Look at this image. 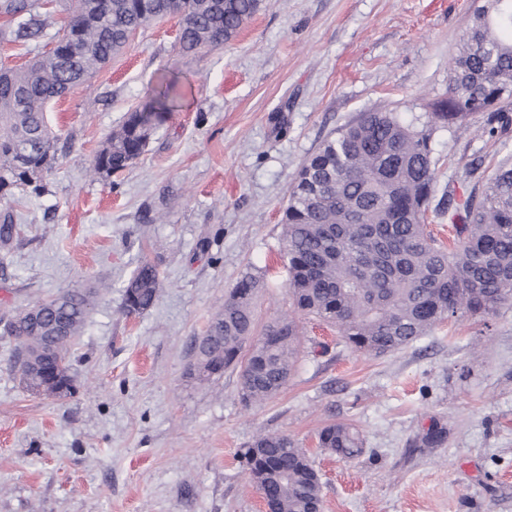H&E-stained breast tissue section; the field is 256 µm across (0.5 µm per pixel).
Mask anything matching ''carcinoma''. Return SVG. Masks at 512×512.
I'll return each instance as SVG.
<instances>
[{
  "mask_svg": "<svg viewBox=\"0 0 512 512\" xmlns=\"http://www.w3.org/2000/svg\"><path fill=\"white\" fill-rule=\"evenodd\" d=\"M476 12L450 66L448 100L418 127L394 113L368 111L324 141L299 170L283 213L281 258L293 309L255 336L254 296L260 274L247 271L195 340L192 374L200 379L239 370L246 404L275 397L295 368L302 332L298 318L336 326L355 350L383 355L400 350L438 323L469 314L487 317L512 300V165L500 163L468 195L448 205L452 243L425 224L435 197L432 137L440 124L455 125L488 113L495 125L512 123V0H495ZM260 0H81L68 8L49 53L0 73V197L14 190L45 192L58 160L59 136L46 108L88 79L129 45V34L168 16L180 19L178 45L198 55L234 38L258 11ZM10 21L4 35L30 47L39 43L50 15L40 0H0ZM174 84L127 113L89 163L107 181L138 158L156 124L171 113ZM18 232L14 215L0 214V248ZM156 267L142 263L125 287L124 309L142 314L160 297ZM92 292L67 289L50 297L51 311L33 319L24 310L9 321L26 390L58 398L73 395L69 350L81 335ZM318 446L344 458L363 453L359 432L330 423ZM254 483L269 488L276 512H308L321 505V483L306 452L282 434L257 437L242 454Z\"/></svg>",
  "mask_w": 512,
  "mask_h": 512,
  "instance_id": "1",
  "label": "carcinoma"
}]
</instances>
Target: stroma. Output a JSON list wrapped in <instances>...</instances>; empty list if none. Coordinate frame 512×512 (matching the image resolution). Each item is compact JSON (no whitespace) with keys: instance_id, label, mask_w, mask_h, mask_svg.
I'll return each mask as SVG.
<instances>
[{"instance_id":"obj_1","label":"stroma","mask_w":512,"mask_h":512,"mask_svg":"<svg viewBox=\"0 0 512 512\" xmlns=\"http://www.w3.org/2000/svg\"><path fill=\"white\" fill-rule=\"evenodd\" d=\"M479 1L492 3L262 0L234 39L195 57L170 16L50 105L61 140L46 193L0 200L19 226L0 259V512H262L241 455L269 433L310 457L324 512H512V303L382 356L305 323L288 385L257 405L241 402L237 373L186 375L245 271L265 275L258 325L288 312L281 218L298 171L358 113L427 122ZM170 80L175 110L146 151L111 182L91 179L101 143ZM432 147L437 197L460 195L512 162V126L491 135L475 114L438 128ZM143 261L164 290L128 315L124 287ZM100 283L70 352L76 393L28 392L7 319ZM334 422L359 430L360 457L318 448ZM437 427L444 444L424 447Z\"/></svg>"}]
</instances>
